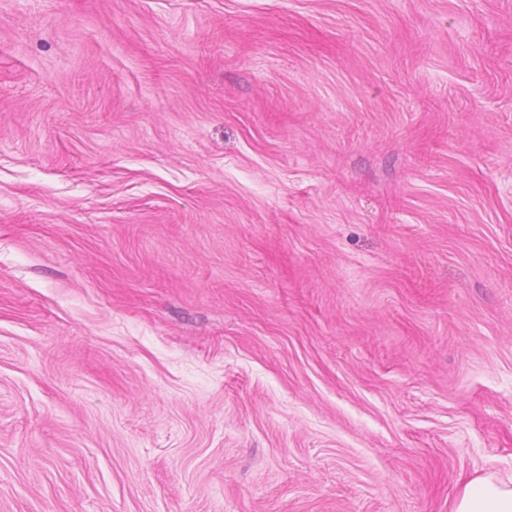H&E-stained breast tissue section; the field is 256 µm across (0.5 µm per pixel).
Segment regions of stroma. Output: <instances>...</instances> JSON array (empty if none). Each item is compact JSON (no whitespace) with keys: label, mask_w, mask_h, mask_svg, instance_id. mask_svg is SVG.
Returning <instances> with one entry per match:
<instances>
[{"label":"stroma","mask_w":512,"mask_h":512,"mask_svg":"<svg viewBox=\"0 0 512 512\" xmlns=\"http://www.w3.org/2000/svg\"><path fill=\"white\" fill-rule=\"evenodd\" d=\"M512 475V0H0V512H451Z\"/></svg>","instance_id":"obj_1"}]
</instances>
